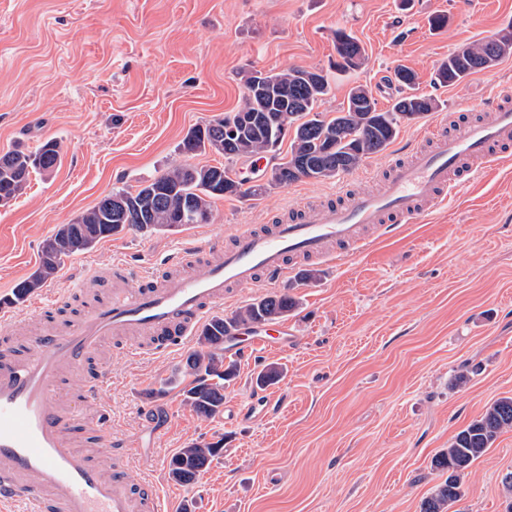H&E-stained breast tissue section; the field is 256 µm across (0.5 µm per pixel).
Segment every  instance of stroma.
Wrapping results in <instances>:
<instances>
[{
	"label": "stroma",
	"mask_w": 512,
	"mask_h": 512,
	"mask_svg": "<svg viewBox=\"0 0 512 512\" xmlns=\"http://www.w3.org/2000/svg\"><path fill=\"white\" fill-rule=\"evenodd\" d=\"M448 23L431 29L429 19ZM512 24V0H0V154L62 147L52 173L29 176L0 206V298L32 273L40 246L104 194L153 179L188 156L187 131L235 111L244 72L290 66L329 70L334 31L364 47L359 69L331 73L321 109L342 107L351 87L372 90L380 109L398 93L394 73L412 68L420 93L439 107L403 123L387 151L365 158L346 180L374 178L392 153L430 133L435 117L480 119L495 86L512 83V56L437 87L434 73L455 49ZM336 180L301 179L260 197L220 198L208 224L179 231L127 230L67 258L37 291L46 317L75 322L106 289L71 293L90 275L110 277L116 261L161 268L181 247L230 239L245 224H269L302 200L320 199ZM285 278L300 304L287 317V343L250 357L225 347L237 376L224 405L268 411L239 421L204 419L185 402V360L197 342L165 355L125 353L105 341L95 357L109 380L93 400L81 383L66 401L109 415L112 434L135 448L134 482L157 481L166 505L188 512H420L445 476L432 468L454 435L496 399L512 396V159L454 189L441 212L405 225L362 253ZM269 364L281 379L261 387ZM469 382L452 384L461 369ZM223 441L197 481L170 479L171 457L189 443ZM512 471V430L466 470L449 512H506L502 477Z\"/></svg>",
	"instance_id": "obj_1"
}]
</instances>
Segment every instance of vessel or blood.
<instances>
[{
    "mask_svg": "<svg viewBox=\"0 0 512 512\" xmlns=\"http://www.w3.org/2000/svg\"><path fill=\"white\" fill-rule=\"evenodd\" d=\"M490 112V119L452 130L439 120L430 148L414 147L407 159L391 161L380 190L353 193L347 204L301 202L279 223L244 225L230 243H197L153 275L113 263L107 298L87 306L76 322L45 324L29 352L0 344V460L6 463L0 469V512H15L23 501L29 512H164L156 482L129 479L134 449L113 440L101 421L60 403L66 375H85V394L93 396L108 373L86 366L104 340L125 339V351L135 354L137 337L148 336L151 352L165 354L223 307L225 289L275 285L294 263L328 258L329 245L363 251L364 225L388 236L432 214L451 189L512 153L511 86L497 87ZM89 428L97 441L109 443L111 472L79 450L77 442Z\"/></svg>",
    "mask_w": 512,
    "mask_h": 512,
    "instance_id": "b4317fda",
    "label": "vessel or blood"
}]
</instances>
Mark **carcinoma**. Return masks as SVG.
<instances>
[{
    "mask_svg": "<svg viewBox=\"0 0 512 512\" xmlns=\"http://www.w3.org/2000/svg\"><path fill=\"white\" fill-rule=\"evenodd\" d=\"M334 39L336 71L365 65V50L351 34L338 28ZM496 45L498 62L512 53V29L449 53L436 70V82L453 86L479 72L478 61ZM394 77L400 94L390 109L380 110L372 92L357 85L349 90L346 107L329 117L319 111L331 90L330 77L323 70L289 67L268 73L263 94L255 90L258 72H247L243 105L222 118L189 129L181 151L194 155L208 150L232 161L266 153L290 132L288 156L273 169L271 184L245 188L227 166L185 163L172 166L134 190H114L101 197L76 223L61 225L57 235L68 240V247L49 258L39 256L38 268L16 285L6 302L25 301L55 276L64 259L126 229L175 231L186 224H207L212 216V201L217 198L260 196L301 178L320 182L351 173L365 158L382 152L398 135L403 122L423 118L438 107L434 98L414 93L413 70L400 67ZM229 125L236 129L232 136L224 133ZM60 163V148L55 140L44 142L34 154L21 150L1 154L0 202L22 194L32 172L49 174ZM298 304L288 291L273 293L247 304L228 319L215 316L202 326L198 350L186 359V372L192 382L185 396L197 414L213 418L223 412L224 384L236 376L238 369L236 362H224V336L229 328L285 318ZM282 374L281 367L271 364L258 374L256 382L262 386L275 384ZM508 428H512V397L497 399L480 418L461 429L446 451L434 460V467L448 472V478L422 502L420 512H448L462 496V472ZM222 450L219 441L188 444L172 456L170 478L180 484L194 482Z\"/></svg>",
    "mask_w": 512,
    "mask_h": 512,
    "instance_id": "obj_1",
    "label": "carcinoma"
}]
</instances>
